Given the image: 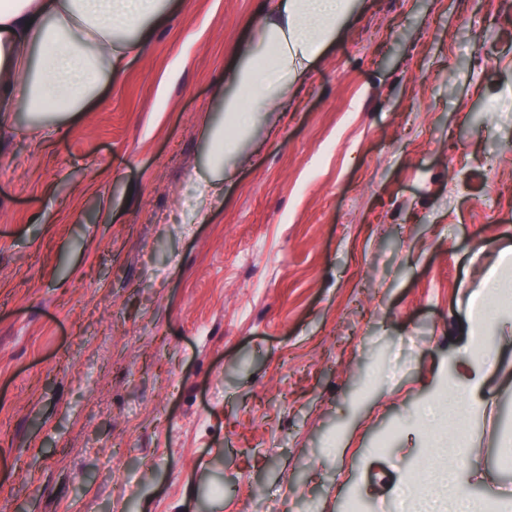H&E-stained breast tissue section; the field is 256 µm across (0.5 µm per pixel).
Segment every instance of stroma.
Listing matches in <instances>:
<instances>
[{
  "label": "stroma",
  "instance_id": "stroma-1",
  "mask_svg": "<svg viewBox=\"0 0 512 512\" xmlns=\"http://www.w3.org/2000/svg\"><path fill=\"white\" fill-rule=\"evenodd\" d=\"M260 0H186L102 105L0 126V512H396L512 493V339L467 447L422 418L512 245V0H354L203 205ZM500 266L491 271V278L487 281L482 288L473 291V313L475 316H483V308L485 304L484 293L487 290H494L497 294L501 295L505 292L503 287L506 286L505 280L502 278L501 273L508 272L512 267V245L505 246L499 252ZM442 480L448 494V512H510L512 510L511 496L502 494L492 501L485 503L486 508H477L476 501L461 493L462 475L456 465L448 460V465H442Z\"/></svg>",
  "mask_w": 512,
  "mask_h": 512
}]
</instances>
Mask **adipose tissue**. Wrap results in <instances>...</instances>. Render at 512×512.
I'll return each instance as SVG.
<instances>
[{"mask_svg": "<svg viewBox=\"0 0 512 512\" xmlns=\"http://www.w3.org/2000/svg\"><path fill=\"white\" fill-rule=\"evenodd\" d=\"M182 8L181 0H0V112L66 118L93 111L101 87L144 52L162 20ZM351 8L352 0H266L253 38L241 50L243 60L229 77L234 92L224 100V121L204 129L212 174L201 190L205 200H214L224 157L235 151L250 113L286 111L311 61ZM490 327L512 334V319H477L450 363L448 419L461 442L468 437L466 415L486 406L483 378L496 364L483 345ZM462 478L455 464L443 466L448 512H512V497L505 494L478 508L462 494Z\"/></svg>", "mask_w": 512, "mask_h": 512, "instance_id": "obj_1", "label": "adipose tissue"}]
</instances>
